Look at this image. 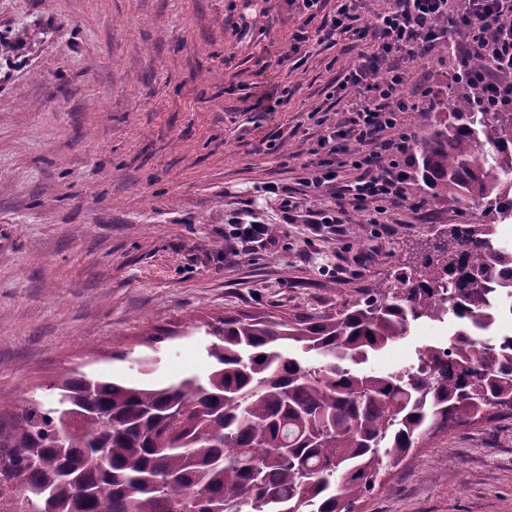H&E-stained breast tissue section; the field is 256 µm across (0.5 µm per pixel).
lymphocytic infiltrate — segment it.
<instances>
[{
  "label": "lymphocytic infiltrate",
  "mask_w": 512,
  "mask_h": 512,
  "mask_svg": "<svg viewBox=\"0 0 512 512\" xmlns=\"http://www.w3.org/2000/svg\"><path fill=\"white\" fill-rule=\"evenodd\" d=\"M364 0H336L328 19H320L325 0H289L307 20H319L316 33L298 27L291 38V52H299L310 39L328 46L337 36L362 38L358 27ZM370 31V51L345 68L338 90L351 93L348 117L327 127L318 141L322 157L303 163L301 193L270 186L285 222L302 208V199L327 195L339 200L336 208L305 209L313 230L325 224H343L349 210L368 213L370 223L387 209L409 203L410 173L406 155L414 134L403 122L405 114L418 111L429 94L420 88L404 94L407 66L416 50L435 51L462 40L456 61L474 101L489 112L512 110V0H389L377 14ZM483 57L486 68L474 66ZM224 234V251L233 256L274 250L280 240L272 234L266 216L252 202L233 211Z\"/></svg>",
  "instance_id": "obj_1"
}]
</instances>
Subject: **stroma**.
I'll return each mask as SVG.
<instances>
[{
    "instance_id": "35a3bbf8",
    "label": "stroma",
    "mask_w": 512,
    "mask_h": 512,
    "mask_svg": "<svg viewBox=\"0 0 512 512\" xmlns=\"http://www.w3.org/2000/svg\"><path fill=\"white\" fill-rule=\"evenodd\" d=\"M268 7L0 0V419L77 371L206 377L225 318L334 312L390 283L432 225L465 219L415 176L412 207L385 223L315 234L272 204L281 248L225 257L237 202L268 182L296 186L320 116L343 120L336 80L364 47L344 36L285 59L301 18L287 0ZM423 82L438 98L462 89L452 62L424 53L405 93ZM459 327L450 315L413 322L366 367L398 370ZM358 510L512 512V419L437 434Z\"/></svg>"
}]
</instances>
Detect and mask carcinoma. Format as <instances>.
I'll list each match as a JSON object with an SVG mask.
<instances>
[{
    "instance_id": "obj_1",
    "label": "carcinoma",
    "mask_w": 512,
    "mask_h": 512,
    "mask_svg": "<svg viewBox=\"0 0 512 512\" xmlns=\"http://www.w3.org/2000/svg\"><path fill=\"white\" fill-rule=\"evenodd\" d=\"M417 112L410 166L437 198L478 223L433 230L435 244L334 313L226 317L203 379L168 386L85 375L51 385L0 424V504L7 512H353L409 453L440 432L512 419V334L483 339L467 324L428 345L423 376L354 370L410 323L503 316L512 298V112L468 93ZM321 357L285 356V344ZM185 417L181 433L166 427ZM77 427L63 434L62 414Z\"/></svg>"
}]
</instances>
